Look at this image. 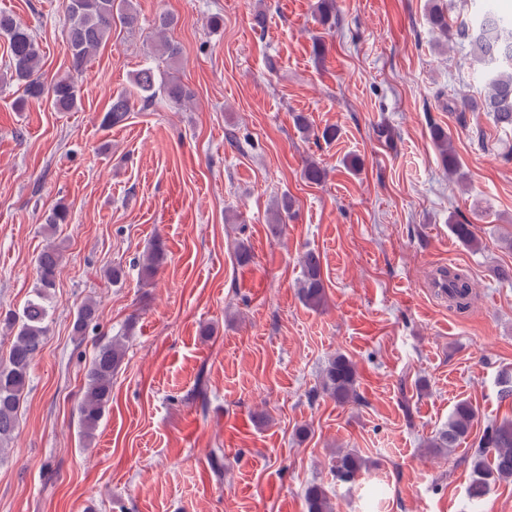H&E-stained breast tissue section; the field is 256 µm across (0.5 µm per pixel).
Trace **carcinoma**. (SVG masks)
I'll use <instances>...</instances> for the list:
<instances>
[{
    "label": "carcinoma",
    "instance_id": "obj_1",
    "mask_svg": "<svg viewBox=\"0 0 512 512\" xmlns=\"http://www.w3.org/2000/svg\"><path fill=\"white\" fill-rule=\"evenodd\" d=\"M66 51L70 57L66 76L45 87L39 75L40 48L32 29L22 20L0 13V37L8 42V70L10 78L21 84L25 97L19 106L30 100H47L58 112L74 109L80 97L79 77L88 60L112 34V26L119 24L133 28L138 23L137 11L132 0H68ZM317 20L329 25L336 20L333 0H319ZM433 28L448 34V13L434 5L429 13ZM176 23L174 15L161 13L155 19L154 43L147 51L151 58L174 60L180 55L177 44L166 38V32ZM457 39L470 48L475 62L483 73L486 91L480 99L464 98L461 108L471 112H487L502 129H512V18L505 19L488 10L483 17L456 30ZM132 90L112 97V102L102 117L106 127L122 123L135 103L148 107L162 99L173 106H183L192 93L178 77L160 71L147 63L133 73ZM432 138L438 148L443 166L448 174L457 173L459 160L453 149L450 135L440 128L432 129ZM454 237L471 249H480L481 243L475 226L448 219ZM167 262L161 243L152 246L138 264L140 279H152ZM60 254L52 246L36 258V286L34 297L29 299L20 313L0 312V326L5 328L10 340L8 357L0 361V441L9 436L17 426L18 412L29 383L31 365L43 349L49 312L46 301L56 287ZM471 294L469 278L456 271L448 272V301L458 310L466 309ZM298 297L307 307L319 308L326 299V289L319 256L310 251L303 256V279L299 283ZM97 306L84 302L78 309L73 332L83 336L89 327L97 326ZM125 357V343L118 338L104 337L96 343L92 360L84 374L83 397L78 405V422L84 436L90 437L97 429L104 410L112 396V376ZM322 393L340 406L360 401L357 392V372L353 361L343 355L331 357L321 375ZM479 423L477 406L468 400L456 402L448 416V426L441 429L427 442L434 452H452L470 437ZM470 483L467 489L470 512H480L483 499L493 486L512 481V420L487 423L474 443L468 458ZM367 469V461L354 450H343L332 461L336 481L353 484ZM306 512H334L330 498L320 484L309 485L304 492Z\"/></svg>",
    "mask_w": 512,
    "mask_h": 512
}]
</instances>
